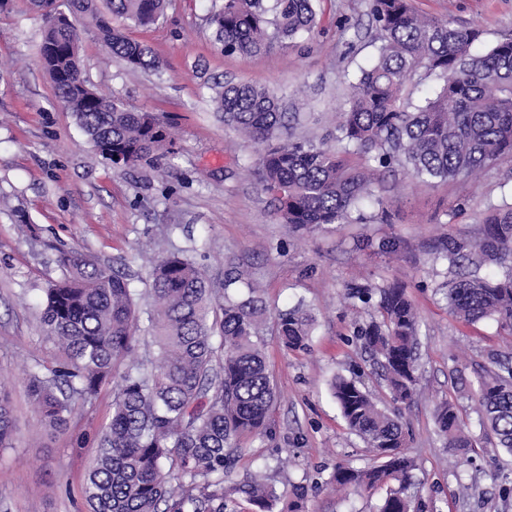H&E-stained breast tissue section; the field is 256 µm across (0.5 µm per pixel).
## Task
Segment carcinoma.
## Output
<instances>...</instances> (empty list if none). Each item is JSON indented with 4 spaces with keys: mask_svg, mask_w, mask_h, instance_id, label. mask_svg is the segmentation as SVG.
Here are the masks:
<instances>
[{
    "mask_svg": "<svg viewBox=\"0 0 512 512\" xmlns=\"http://www.w3.org/2000/svg\"><path fill=\"white\" fill-rule=\"evenodd\" d=\"M317 0H223L209 17L228 55L254 57L288 47L315 30ZM45 11L65 8L97 31L131 69L157 60L126 25L148 28L168 0H29ZM375 55L348 81L336 134L319 143L287 133L279 97L251 84L217 83L212 102L224 122L259 147L255 174L275 215L296 233L364 220L367 206L389 221L380 170L402 171L417 183L467 179L512 159V37L486 45L477 27H459L416 13L410 0H370ZM80 44L69 28L48 24L39 45L54 94L67 102L89 143L104 159L135 170L177 154L172 125L90 87ZM357 154L374 163L355 165ZM474 244L451 236L437 259L452 278L442 283L449 312L466 323L490 319L512 330V203L490 209ZM63 276L44 288L40 322L62 357L29 371V394L48 426H66L75 401L112 385V417L101 430L88 471V512H224L245 498L257 512H305L307 489L282 493L258 472L231 475L243 436L268 429L276 389L262 339L265 310L245 271L225 273L224 290L177 253L151 269L150 302L141 309L126 274L78 251L61 253ZM492 266L502 274L483 275ZM377 301H372L373 296ZM346 296L372 304L355 336L381 368L392 398L417 392L419 318L407 286L350 283ZM315 317L302 303L281 311L275 333L290 350L309 349ZM151 335L156 360H134L137 332ZM493 375L477 380V414L486 437L512 453V356L492 354ZM331 392L349 430L382 459L364 468L339 466V489L387 487L377 512H411L414 459L401 417L361 381L336 376ZM434 418L447 447L473 448L456 406L444 401ZM15 431L10 395L0 388V447Z\"/></svg>",
    "mask_w": 512,
    "mask_h": 512,
    "instance_id": "obj_1",
    "label": "carcinoma"
}]
</instances>
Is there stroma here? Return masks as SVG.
<instances>
[{"label":"stroma","mask_w":512,"mask_h":512,"mask_svg":"<svg viewBox=\"0 0 512 512\" xmlns=\"http://www.w3.org/2000/svg\"><path fill=\"white\" fill-rule=\"evenodd\" d=\"M419 14L477 27L485 43L512 34V0H412ZM211 0H170L164 18L130 29L159 62L131 70L93 31L81 34L85 75L100 92L139 110L171 117L179 154L134 172L96 155L63 110L39 60L46 20L28 0L0 6V387L16 420L12 447L0 448V512H85L83 488L97 436L112 414V388L76 402L63 430L35 411L25 371L61 357L39 319L42 290L62 277V251L76 248L124 266L145 293L153 258L181 252L221 285L231 267L261 287L268 320L265 356L276 383L268 430L238 442L234 474L262 471L283 490L309 487L306 512H374L380 496L341 495L331 479L340 464L370 465L372 453L346 427L331 394L334 376H360L382 402L390 397L360 340L367 305L345 295L347 282L399 281L420 319L418 395L402 408L414 457L416 512H512V454L483 436L473 391L492 353H512V335L495 321L458 322L438 286L449 273L437 260L440 237L475 243L487 209L512 202V162L480 177L436 184L384 175L393 223L334 224L299 236L278 222L250 168L257 152L214 110L209 86L234 81L266 87L294 119L295 137L334 132L348 94L344 71L373 55L368 0H320L312 37L257 58L228 56L207 22ZM464 203L459 216L445 210ZM398 243L380 253V241ZM305 302L316 330L307 351L283 348L273 320ZM453 402L477 444L466 456L446 448L433 410Z\"/></svg>","instance_id":"1"}]
</instances>
